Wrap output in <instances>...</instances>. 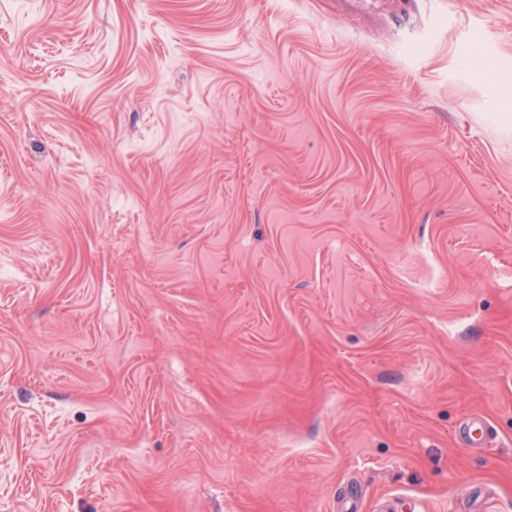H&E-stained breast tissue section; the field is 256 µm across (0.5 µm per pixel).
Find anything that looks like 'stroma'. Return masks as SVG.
<instances>
[{
    "label": "stroma",
    "instance_id": "obj_1",
    "mask_svg": "<svg viewBox=\"0 0 512 512\" xmlns=\"http://www.w3.org/2000/svg\"><path fill=\"white\" fill-rule=\"evenodd\" d=\"M0 512H512V0H0Z\"/></svg>",
    "mask_w": 512,
    "mask_h": 512
}]
</instances>
